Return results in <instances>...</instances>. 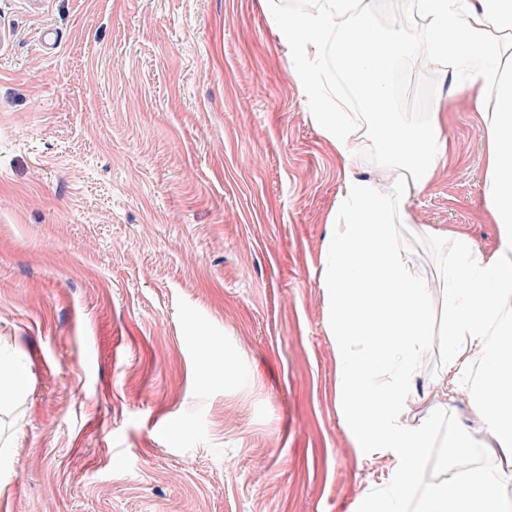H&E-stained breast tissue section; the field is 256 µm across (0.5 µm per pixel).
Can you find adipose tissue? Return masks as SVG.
Masks as SVG:
<instances>
[{"mask_svg": "<svg viewBox=\"0 0 512 512\" xmlns=\"http://www.w3.org/2000/svg\"><path fill=\"white\" fill-rule=\"evenodd\" d=\"M428 18L429 38L420 52L445 69L449 96L468 95L484 110L487 132L485 208L498 226L491 251L474 250L461 232L430 228L426 234L449 250L445 269L450 288L444 300L448 359L443 393L454 392L474 355L483 353L493 395L481 394L489 414L487 438L512 455V351L490 348L488 338L506 325L505 301L512 299V0H407ZM281 42L300 51L296 77L306 90L315 125L349 159L357 143L344 101L332 98L320 73L325 47L348 84L365 89L370 108L380 110L379 133L391 146L381 180L347 176L339 195L341 223L328 236L320 285L332 320L340 388V414L352 445L362 456L381 452L395 463L394 488L369 503V512H403L417 486L425 491L420 512H504L500 487L512 469L475 471L462 479L449 473L423 485L432 423L413 424L417 403L411 367L436 324L430 292L399 240L412 223L409 201L433 180L449 143L442 134L443 105L417 127L394 121L384 106L389 95L388 64L402 53L396 36L376 37L368 13L341 38L333 36L330 12H285Z\"/></svg>", "mask_w": 512, "mask_h": 512, "instance_id": "adipose-tissue-1", "label": "adipose tissue"}]
</instances>
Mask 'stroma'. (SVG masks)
<instances>
[{
	"label": "stroma",
	"instance_id": "stroma-1",
	"mask_svg": "<svg viewBox=\"0 0 512 512\" xmlns=\"http://www.w3.org/2000/svg\"><path fill=\"white\" fill-rule=\"evenodd\" d=\"M408 50L386 104L450 105L453 156L400 239L442 305L428 227L496 246L485 130L402 0H369ZM279 0H0V350L25 391L0 420V512H366L394 464L339 412L319 284L346 173L384 143L351 110L349 164L316 128ZM436 327L412 368L435 437H484L467 376L440 391Z\"/></svg>",
	"mask_w": 512,
	"mask_h": 512
}]
</instances>
